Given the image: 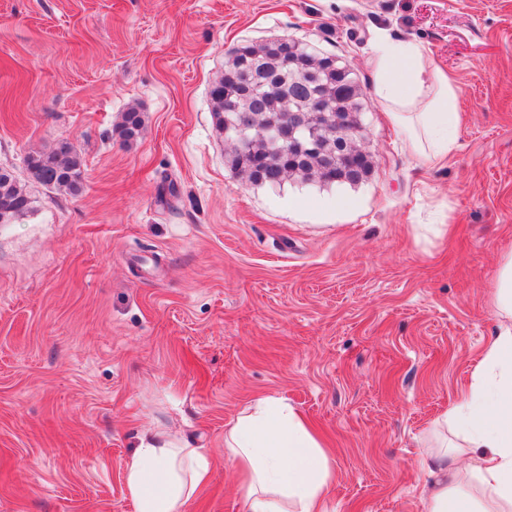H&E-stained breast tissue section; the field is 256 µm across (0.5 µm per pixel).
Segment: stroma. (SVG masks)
<instances>
[{
	"label": "stroma",
	"instance_id": "1",
	"mask_svg": "<svg viewBox=\"0 0 512 512\" xmlns=\"http://www.w3.org/2000/svg\"><path fill=\"white\" fill-rule=\"evenodd\" d=\"M382 32L456 81L443 167L375 102ZM276 38L360 83V186L271 189L225 166L211 89L238 43ZM131 108L145 130L126 146ZM61 140L84 159L76 195L27 169ZM0 167L32 201L0 224V512H134L121 471L148 430L212 458L183 512H243L224 431L263 396L325 441L330 512H424L419 439L499 328L512 0H0ZM145 126L143 113L135 108L124 112L121 121L115 127V133L125 144H133L141 136Z\"/></svg>",
	"mask_w": 512,
	"mask_h": 512
}]
</instances>
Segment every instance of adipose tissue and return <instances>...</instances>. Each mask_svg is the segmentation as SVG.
<instances>
[{
  "label": "adipose tissue",
  "instance_id": "1",
  "mask_svg": "<svg viewBox=\"0 0 512 512\" xmlns=\"http://www.w3.org/2000/svg\"><path fill=\"white\" fill-rule=\"evenodd\" d=\"M374 53V92L387 119L421 164L446 163L462 121L455 81L421 42L382 35ZM493 286L499 331L448 417L420 439L416 464L434 478L423 492L425 512H512V252ZM224 455L242 476L245 512H325L330 459L285 400L263 397L238 415L224 433ZM462 456L468 467L459 466ZM210 471L205 449L146 432L123 481L135 512H181Z\"/></svg>",
  "mask_w": 512,
  "mask_h": 512
}]
</instances>
